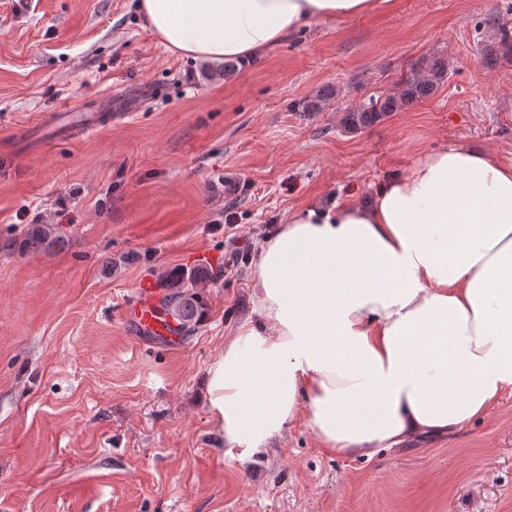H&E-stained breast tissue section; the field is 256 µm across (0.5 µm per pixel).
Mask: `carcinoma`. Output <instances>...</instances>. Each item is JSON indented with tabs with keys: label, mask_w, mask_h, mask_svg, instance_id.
I'll return each mask as SVG.
<instances>
[{
	"label": "carcinoma",
	"mask_w": 512,
	"mask_h": 512,
	"mask_svg": "<svg viewBox=\"0 0 512 512\" xmlns=\"http://www.w3.org/2000/svg\"><path fill=\"white\" fill-rule=\"evenodd\" d=\"M512 59V30L499 29L498 40L484 46L482 63L488 67ZM448 57L429 55L409 73L400 77L392 91L368 98V101L346 111L343 117L344 130L361 132L372 127L393 112L403 111L434 96L441 85L448 80ZM339 98V89L333 84L323 85L314 95L292 104L297 112H320ZM51 229L46 225L31 226L23 239L22 246L32 252L47 249L52 243ZM199 270L172 268L164 275L165 287L169 293L164 297L172 304L171 310L163 317H172L174 323L167 328L178 336L190 331L204 315L205 303L199 292L194 290L196 282L202 279Z\"/></svg>",
	"instance_id": "cac0c4a2"
}]
</instances>
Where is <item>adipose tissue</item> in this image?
Returning <instances> with one entry per match:
<instances>
[{
    "mask_svg": "<svg viewBox=\"0 0 512 512\" xmlns=\"http://www.w3.org/2000/svg\"><path fill=\"white\" fill-rule=\"evenodd\" d=\"M377 0H139L165 47L249 63ZM251 314L202 388L228 447L303 418L368 455L442 436L512 389V163L461 142L419 155L365 198L311 204L259 242Z\"/></svg>",
    "mask_w": 512,
    "mask_h": 512,
    "instance_id": "adipose-tissue-1",
    "label": "adipose tissue"
}]
</instances>
